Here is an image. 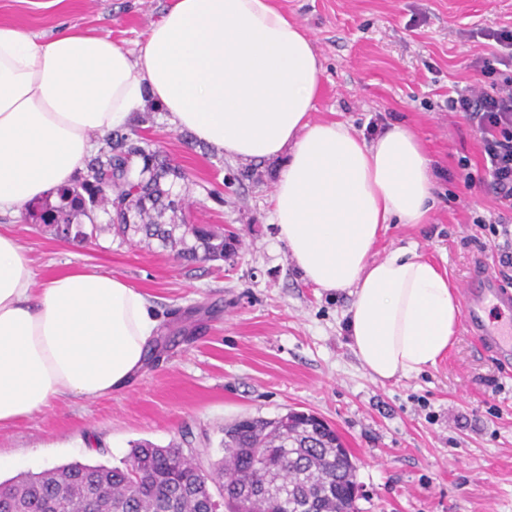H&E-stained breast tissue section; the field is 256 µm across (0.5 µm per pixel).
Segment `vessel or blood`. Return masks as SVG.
Returning a JSON list of instances; mask_svg holds the SVG:
<instances>
[{"label": "vessel or blood", "mask_w": 512, "mask_h": 512, "mask_svg": "<svg viewBox=\"0 0 512 512\" xmlns=\"http://www.w3.org/2000/svg\"><path fill=\"white\" fill-rule=\"evenodd\" d=\"M475 278L477 287L463 293L465 323L483 348L512 357V289L483 270Z\"/></svg>", "instance_id": "1"}]
</instances>
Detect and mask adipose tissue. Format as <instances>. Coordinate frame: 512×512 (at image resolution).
<instances>
[{
	"label": "adipose tissue",
	"instance_id": "1",
	"mask_svg": "<svg viewBox=\"0 0 512 512\" xmlns=\"http://www.w3.org/2000/svg\"><path fill=\"white\" fill-rule=\"evenodd\" d=\"M321 69L276 0H172L134 55L74 26L42 41L0 23V213L70 182L94 136L155 105L227 156L283 158L278 237L310 283L352 295L351 348L374 379L436 366L461 322L447 276L409 247L371 257L383 225L428 217L431 160L404 126L368 141L311 120ZM158 333L152 304L120 277L84 266L36 281L0 232V426L123 389Z\"/></svg>",
	"mask_w": 512,
	"mask_h": 512
}]
</instances>
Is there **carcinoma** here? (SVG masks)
Here are the masks:
<instances>
[{"instance_id":"carcinoma-1","label":"carcinoma","mask_w":512,"mask_h":512,"mask_svg":"<svg viewBox=\"0 0 512 512\" xmlns=\"http://www.w3.org/2000/svg\"><path fill=\"white\" fill-rule=\"evenodd\" d=\"M187 180L155 144L133 129L105 134L82 179L53 190L32 213L61 237L86 240L105 229L141 234L195 261L224 259L237 240L208 224L162 221ZM108 216L95 223V211ZM224 456L211 463L216 490L178 444L140 442L125 467L70 463L0 482V512H352L357 466L336 429L310 413L245 417L224 427Z\"/></svg>"}]
</instances>
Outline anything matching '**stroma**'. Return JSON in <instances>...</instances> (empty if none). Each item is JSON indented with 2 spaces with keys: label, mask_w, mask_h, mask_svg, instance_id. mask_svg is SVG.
<instances>
[{
  "label": "stroma",
  "mask_w": 512,
  "mask_h": 512,
  "mask_svg": "<svg viewBox=\"0 0 512 512\" xmlns=\"http://www.w3.org/2000/svg\"><path fill=\"white\" fill-rule=\"evenodd\" d=\"M170 0H0V23L46 39L67 26L110 34L137 53ZM313 35L321 61L314 120L368 135L376 120L422 139L436 178L422 224H391L373 253L414 246L446 272L454 291L478 263L499 273L489 232L501 211L488 192L481 140L447 100L477 83L484 34L512 30V0H279ZM140 132L175 163L178 224L238 236L234 255L188 263L141 236L92 240L55 235L26 213L0 214L37 278L96 265L147 294L163 329L191 332L148 362L122 392L59 401L0 427V482L64 464L123 466L135 443L180 444L209 465L226 425L305 411L333 424L357 462L356 512H512V367L481 348L466 326L437 366L384 383L354 355L348 292L308 283L277 238L274 159H238L173 128L151 109Z\"/></svg>",
  "instance_id": "1"
}]
</instances>
